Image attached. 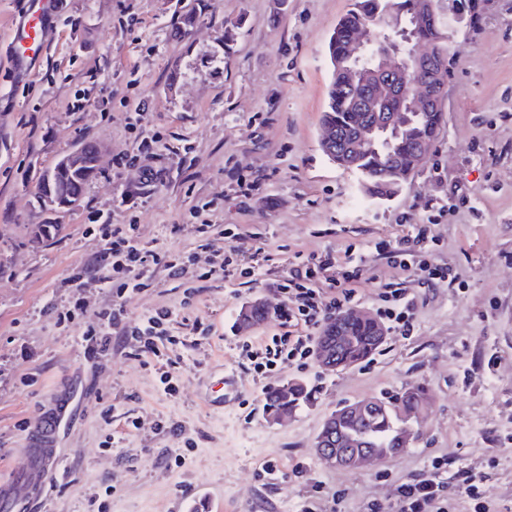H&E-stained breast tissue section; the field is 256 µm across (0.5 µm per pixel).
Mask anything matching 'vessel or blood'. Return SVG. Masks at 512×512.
<instances>
[{"label": "vessel or blood", "instance_id": "vessel-or-blood-1", "mask_svg": "<svg viewBox=\"0 0 512 512\" xmlns=\"http://www.w3.org/2000/svg\"><path fill=\"white\" fill-rule=\"evenodd\" d=\"M58 20L57 0H20L8 45L16 81L30 79L33 64L40 60L57 31ZM59 424L60 413L54 409L45 413L28 434L26 466L0 480V512H30L33 503L42 498L58 470L54 436Z\"/></svg>", "mask_w": 512, "mask_h": 512}]
</instances>
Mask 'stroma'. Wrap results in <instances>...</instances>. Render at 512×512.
<instances>
[{"label": "stroma", "instance_id": "stroma-1", "mask_svg": "<svg viewBox=\"0 0 512 512\" xmlns=\"http://www.w3.org/2000/svg\"><path fill=\"white\" fill-rule=\"evenodd\" d=\"M479 2L478 26L448 42L446 124L386 201L368 198L319 145L325 45L351 0H63L30 82L16 83L0 54V476L24 466L39 417L56 401L67 406L61 474L36 512H190L198 490L221 512H400L402 489L429 478L435 461L445 512L479 502L512 512V0ZM157 131L166 145L138 152ZM85 140L102 158L80 204L40 206L43 171ZM120 154L130 160L119 168ZM147 165L162 171L148 186ZM244 178L259 189L241 191ZM96 213L187 259V274L155 266L149 287L121 299L100 283L66 285L96 263L100 243L85 233ZM202 223L211 226L204 244ZM38 224L61 230L42 241ZM418 224L427 227L421 255L448 267L447 282L428 285L386 253ZM231 232L242 275L203 278ZM349 250L362 257L353 306L379 312L384 287L413 297L409 335L389 332L380 352L342 372L311 358L258 372L262 341L287 331L279 285L296 255ZM77 297L91 312L122 305L129 329L172 310L166 357L178 393L164 392L160 359L134 356V340L88 355L83 324L57 322ZM258 298L273 304L268 319L240 332L238 311ZM222 376L237 395L210 406L209 383ZM291 380L312 403L272 422L264 394ZM412 386L430 405L405 452L354 471L315 455L338 405ZM466 472L479 477L478 499Z\"/></svg>", "mask_w": 512, "mask_h": 512}]
</instances>
